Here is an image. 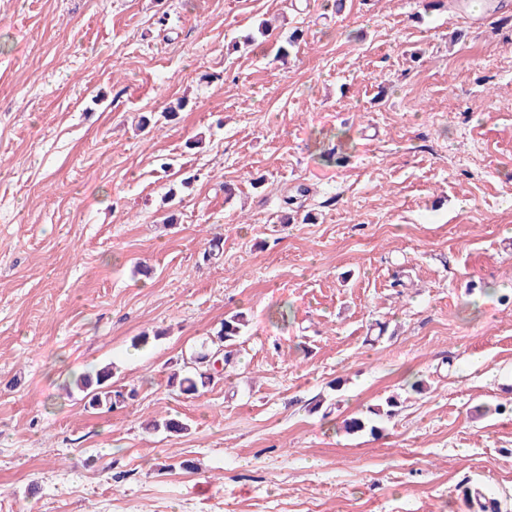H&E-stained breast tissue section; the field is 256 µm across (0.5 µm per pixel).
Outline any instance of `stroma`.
<instances>
[{"label": "stroma", "instance_id": "obj_1", "mask_svg": "<svg viewBox=\"0 0 512 512\" xmlns=\"http://www.w3.org/2000/svg\"><path fill=\"white\" fill-rule=\"evenodd\" d=\"M495 2L0 0V512H512ZM238 311L233 363L172 391ZM104 366L109 412L72 386Z\"/></svg>", "mask_w": 512, "mask_h": 512}]
</instances>
